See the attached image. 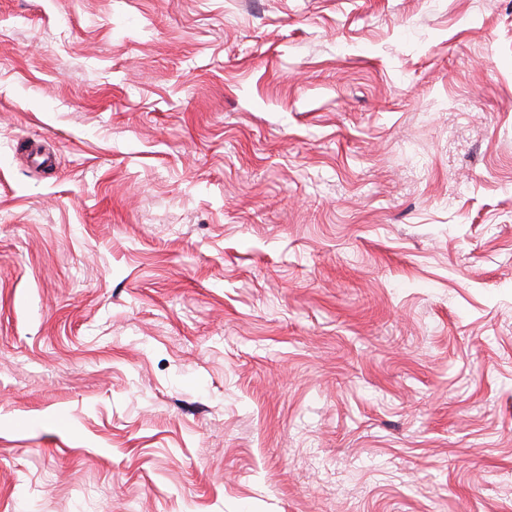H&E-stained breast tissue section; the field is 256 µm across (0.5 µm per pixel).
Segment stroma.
<instances>
[{
	"label": "stroma",
	"mask_w": 512,
	"mask_h": 512,
	"mask_svg": "<svg viewBox=\"0 0 512 512\" xmlns=\"http://www.w3.org/2000/svg\"><path fill=\"white\" fill-rule=\"evenodd\" d=\"M0 512H512V0H0Z\"/></svg>",
	"instance_id": "stroma-1"
}]
</instances>
